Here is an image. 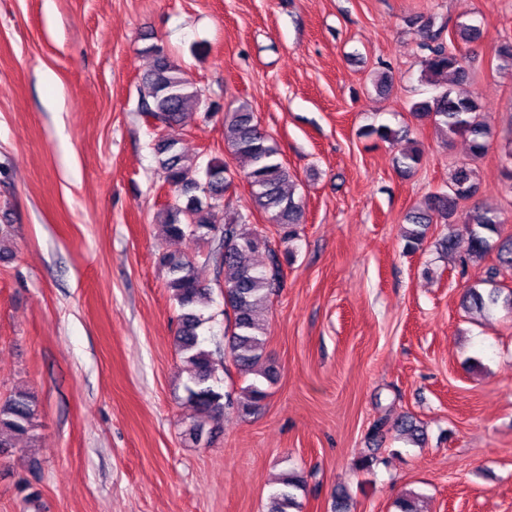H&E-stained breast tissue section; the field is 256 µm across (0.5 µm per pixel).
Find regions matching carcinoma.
<instances>
[{"label":"carcinoma","mask_w":512,"mask_h":512,"mask_svg":"<svg viewBox=\"0 0 512 512\" xmlns=\"http://www.w3.org/2000/svg\"><path fill=\"white\" fill-rule=\"evenodd\" d=\"M418 27L426 51L421 61V80L434 86L437 94L430 100L412 103L410 110L433 122L448 140L460 136L467 140L470 156L480 158L490 146L491 132L481 118L477 98L455 90L468 79L466 57L457 49L455 37L467 43L480 39L479 26L459 22L443 41L445 27H435L433 18L420 16L413 21ZM146 52L155 63L142 78L140 112L165 121L166 135L152 140V150L163 174V181L174 194V203L157 213L165 237L180 241L187 236L210 244L204 262L225 273L224 336L232 364L254 380L231 394L216 390L211 383L216 363L214 352L202 347L199 329L204 318L196 305L207 299V288L199 281L196 257L178 250H168L159 256V265L166 273L165 285L180 309L179 327L174 345L182 357L187 381L185 401L193 409L183 435L197 444L204 433V420L212 419L232 407L243 415L253 413L267 397L262 381L274 382L275 367L266 351L268 336L258 312L270 303L271 297L284 287V265L294 259L290 248L278 251L271 247L265 235L236 214L224 218V192L229 188L233 171L224 160L214 157L206 164L198 157L186 154L180 147V130L184 115L200 108L201 93L188 78L181 65L153 44ZM498 69L512 70V42L495 46ZM366 135H375L391 145L400 146L397 164L412 172L421 162L422 151L407 133L388 125L370 127ZM224 143L231 154L248 163L245 178L250 186L253 209L267 215L270 223L282 231V241L291 242L298 236L302 223L303 203L295 198L288 168L280 159V149L270 135L255 123L254 112L246 104L224 113ZM477 178L468 162L453 169L446 188L429 195L424 205L406 215L411 227L403 231L405 247L415 251L423 246L431 224L447 221L457 211L460 202L476 195ZM502 220L496 208L477 203L466 214L462 227L448 226V236L442 247L448 252L461 251L462 261H480L495 254V263L487 267L483 284L485 291L469 288L463 305L478 312L499 303L512 308V290L497 285L498 278L512 271V236H503ZM38 405L35 396L19 389L0 401V453L14 447L20 439H30L37 427ZM391 430L412 443L424 438L423 427L409 416L394 420ZM305 491L301 473L290 470L279 479V487L270 493L264 512H300V493ZM398 512H423L420 497L412 492L397 499Z\"/></svg>","instance_id":"carcinoma-1"}]
</instances>
